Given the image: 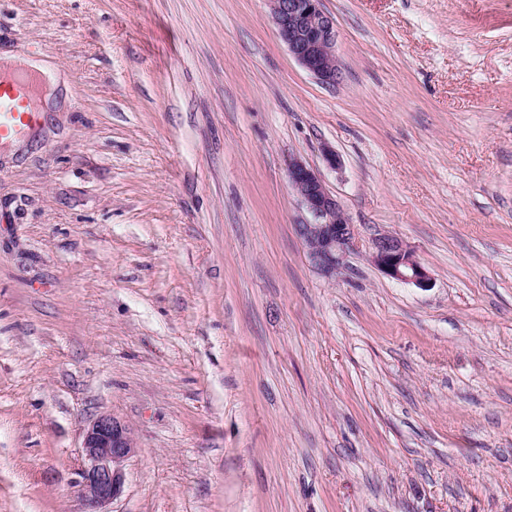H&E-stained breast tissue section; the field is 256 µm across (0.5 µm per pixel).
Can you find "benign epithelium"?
<instances>
[{
	"instance_id": "obj_1",
	"label": "benign epithelium",
	"mask_w": 512,
	"mask_h": 512,
	"mask_svg": "<svg viewBox=\"0 0 512 512\" xmlns=\"http://www.w3.org/2000/svg\"><path fill=\"white\" fill-rule=\"evenodd\" d=\"M277 36L294 59L323 85L336 84L342 75L336 56V26L322 8V0H269ZM288 179L312 220L297 225L309 260L327 277L341 273L354 246L355 230L320 174L295 159ZM371 264L386 277L426 289L432 285L428 269L408 246L391 234L374 239ZM135 453L130 429L110 414L94 418L85 430L81 455L84 465L78 486L84 512H103L125 484V467Z\"/></svg>"
}]
</instances>
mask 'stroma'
Masks as SVG:
<instances>
[{"instance_id":"1","label":"stroma","mask_w":512,"mask_h":512,"mask_svg":"<svg viewBox=\"0 0 512 512\" xmlns=\"http://www.w3.org/2000/svg\"><path fill=\"white\" fill-rule=\"evenodd\" d=\"M322 4L333 86L268 0H0L62 78L0 146V512H83L103 413L108 512H512V0ZM293 158L355 228L335 277ZM371 264L386 277L426 289L432 285L428 269L413 255L408 246L391 234L374 239L369 253ZM134 453L130 429L121 421L110 414L91 421L83 436L84 465L78 482L86 506L84 512H108L101 509L121 494L125 467Z\"/></svg>"}]
</instances>
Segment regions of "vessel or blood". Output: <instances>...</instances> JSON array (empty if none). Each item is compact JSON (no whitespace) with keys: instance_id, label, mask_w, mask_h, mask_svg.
Instances as JSON below:
<instances>
[{"instance_id":"b4317fda","label":"vessel or blood","mask_w":512,"mask_h":512,"mask_svg":"<svg viewBox=\"0 0 512 512\" xmlns=\"http://www.w3.org/2000/svg\"><path fill=\"white\" fill-rule=\"evenodd\" d=\"M32 78L20 75L0 78V144L18 141L40 122V114L32 105Z\"/></svg>"}]
</instances>
